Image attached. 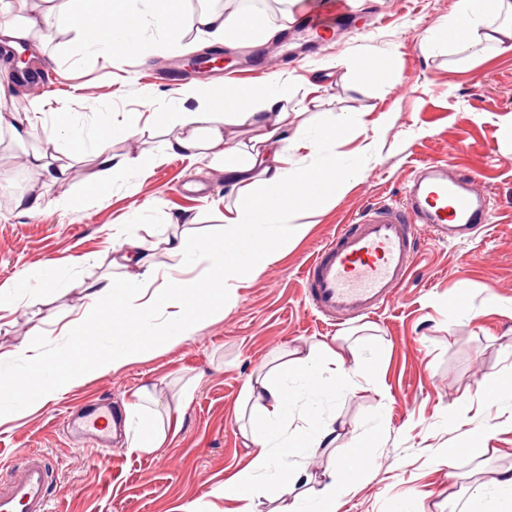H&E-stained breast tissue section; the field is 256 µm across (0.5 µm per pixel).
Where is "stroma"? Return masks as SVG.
Segmentation results:
<instances>
[{"label": "stroma", "instance_id": "stroma-1", "mask_svg": "<svg viewBox=\"0 0 512 512\" xmlns=\"http://www.w3.org/2000/svg\"><path fill=\"white\" fill-rule=\"evenodd\" d=\"M377 2L368 0V15L357 19L360 33L336 31L309 44L303 60L286 44L268 55L270 31L288 29L287 19L271 9L254 12L259 35L250 43L218 41L187 27L178 49H147L109 63L80 51L68 26L57 30L46 57L33 65L56 76L53 91L41 95L46 106L33 120L36 135L18 141L9 127L0 128V171L13 177L11 189L0 193V281L48 268L61 286L51 294L26 288L14 297L12 310L0 317V354L25 342L68 349L61 329L84 306L81 290L69 282L111 273L113 225H127L152 243L168 218L189 215L196 219L195 235L215 237L225 206L238 199L208 159L176 154L149 171L119 174L105 195L89 196L85 189L99 180L100 169L87 151L74 160L67 183L47 188L51 199L65 192L82 196L78 207L20 212L14 193L40 179L21 159L42 147L39 132L55 129L59 114L88 131L99 113L118 122L139 113L138 135L113 141V154L163 153L168 132L155 118L191 84L183 63L218 49L227 57L226 69H237L250 46L245 85L287 84L291 108L314 125L358 119L338 149L360 174L347 192L307 216V234L244 283L235 306L191 337L91 377L37 411L0 409V483L24 454L39 453L54 467L49 512H229L230 503L213 491L252 458L239 430L246 380L287 347L324 342L344 348L363 339L383 346L381 374L373 383L358 379L357 389L321 410L322 418L336 417L353 437L382 426L368 443L371 465L342 498L339 512H399L409 497L420 512H464L477 487L512 468V395L493 402L481 389L484 379L512 373V51L488 46L461 65L427 40L457 0H399L380 25L371 13ZM339 56L384 64L369 76L334 66ZM447 159L490 189V229L465 239L423 241L410 281L377 314L332 325L311 311L304 263L365 205L401 196L422 162ZM154 201L160 211L130 224L135 208ZM462 284L471 309L456 313L449 301ZM491 297L497 308H487ZM145 385L155 386L160 406L185 403L180 429L156 452L129 450L120 430L112 434L111 452H103L66 417L75 402L100 399L123 418L125 403ZM460 407L466 414L458 418ZM475 437L488 449L484 458L449 457V449Z\"/></svg>", "mask_w": 512, "mask_h": 512}]
</instances>
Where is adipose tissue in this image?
<instances>
[{
	"label": "adipose tissue",
	"instance_id": "ef3b65f1",
	"mask_svg": "<svg viewBox=\"0 0 512 512\" xmlns=\"http://www.w3.org/2000/svg\"><path fill=\"white\" fill-rule=\"evenodd\" d=\"M143 2L145 8L140 11L133 7L132 0H29L21 21H0V42L17 47L48 36L65 24L76 32L85 52L111 57L119 43L141 49L143 25L148 22L160 35L156 48H175L176 31L182 25V0ZM106 15L128 19L131 25L115 33L112 40H101L92 31ZM191 24L198 33L216 39L232 35L246 40L253 36L249 15L237 10L203 9ZM428 41L459 53L475 52L484 42L500 51H510L512 0H458L443 29L430 33ZM287 99V86L276 83L265 87L228 86L220 105L206 87L180 91L177 104L161 117L170 133L167 150L208 158L240 198L224 212L223 250L214 251L210 239L192 236L185 230L167 235L163 243L168 253L183 262L206 264V277L154 288L146 277L152 261L143 239L129 236L126 225H117L114 236L119 251L112 264L128 269V276L79 281L86 306L70 325L69 352L52 357L31 344L16 347L13 357L26 361L28 369L21 377L0 375L1 396L12 393L20 378H27L32 387L25 408L31 412L93 375L142 359L158 345L194 333L213 313L234 305L242 282L260 273L289 243L307 233L304 215L315 205L344 193L354 176L343 153L325 150L352 122L347 119L339 125L320 124L308 129L289 121L282 109ZM228 125L252 127V145L226 141L224 128ZM60 126L70 133L77 149H91L101 173L94 194L107 193L108 180L115 172L142 171L152 164L150 158L140 154L117 158L112 153L114 139L127 140L138 134V115H131L119 126L108 120L99 122L90 137L69 119H62ZM302 147L324 153V160L312 167H290L292 152ZM326 170L335 171L336 177L325 190L300 191L302 181ZM107 321L112 324V347L105 350L92 342L90 334L92 328L102 327ZM382 361L383 351L376 345L368 346L365 357L349 358L331 345L319 343L305 351L290 350L286 359L249 377L243 389L246 421L241 435L254 455L244 469L216 490V497L235 502L236 512H256L255 496L260 491L275 499L289 498L287 512H337L342 493L367 471L370 462L356 456L360 441L347 440L340 463L350 468L349 477L321 483L312 496L295 495L306 460L335 447L342 439V425L332 417L320 419L317 409L354 389L356 377L376 379ZM43 363L51 365V377L39 375L37 367ZM299 408L306 422L290 426L289 419ZM125 415L129 448L151 452L161 448L169 432L178 431L183 411L159 410L152 390L143 387L126 405ZM466 512H512V469L501 472L492 489L474 491Z\"/></svg>",
	"mask_w": 512,
	"mask_h": 512
}]
</instances>
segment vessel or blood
<instances>
[{"label": "vessel or blood", "mask_w": 512, "mask_h": 512, "mask_svg": "<svg viewBox=\"0 0 512 512\" xmlns=\"http://www.w3.org/2000/svg\"><path fill=\"white\" fill-rule=\"evenodd\" d=\"M364 11L361 0H317L298 12L292 32L329 33ZM489 191L469 171L450 162L427 161L403 197L368 204L306 264L305 297L329 322L377 313L405 283L424 234L466 238L492 220ZM107 404L86 412L83 431L99 438ZM53 468L30 453L12 480L0 486V512H49Z\"/></svg>", "instance_id": "b4317fda"}]
</instances>
